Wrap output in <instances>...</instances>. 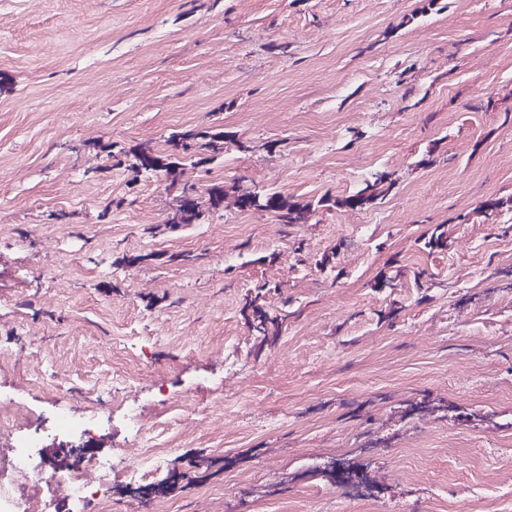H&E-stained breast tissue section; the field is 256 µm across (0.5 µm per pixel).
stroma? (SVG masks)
Segmentation results:
<instances>
[{
  "label": "stroma",
  "instance_id": "35a3bbf8",
  "mask_svg": "<svg viewBox=\"0 0 512 512\" xmlns=\"http://www.w3.org/2000/svg\"><path fill=\"white\" fill-rule=\"evenodd\" d=\"M0 81V470L36 428L101 497L36 512H512V0H0ZM188 129L223 154L109 155ZM127 162L126 168L135 173H139L141 169L148 171L150 169H160L168 171L169 167L173 164L180 163L181 161H171L172 155H162L154 152L149 147H139L131 150L129 153L124 152ZM162 163H165L162 165ZM375 174L377 178H373L372 182H365V186L354 194L344 199H337L336 205L350 209H364L374 205L377 200H382L392 190L396 181L392 178V174L386 171ZM208 207L200 202L192 193L187 195L178 210L174 213L169 224H192L202 220L210 209H218L220 201L224 202V187L220 184L211 185L207 189ZM248 205L266 206L276 214L279 224H305L307 216L312 212L311 203L299 202L277 192H251L241 195ZM101 421V417L96 414H66L60 421V427L67 432L89 435L92 432V429L98 426Z\"/></svg>",
  "mask_w": 512,
  "mask_h": 512
}]
</instances>
